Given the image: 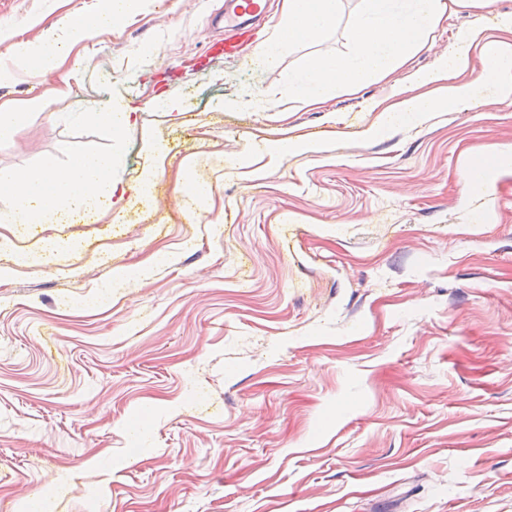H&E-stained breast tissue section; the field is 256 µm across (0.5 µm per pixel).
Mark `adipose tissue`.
I'll return each instance as SVG.
<instances>
[{
    "mask_svg": "<svg viewBox=\"0 0 512 512\" xmlns=\"http://www.w3.org/2000/svg\"><path fill=\"white\" fill-rule=\"evenodd\" d=\"M361 2L350 21L349 52L338 57H313L303 75L289 78L288 91L298 101L321 102L332 89L354 91L370 78L389 74L410 57L448 10L447 0ZM338 3L284 0L279 31L258 45V56L273 65L285 50L317 40L335 21ZM140 6L141 0H104L100 11H75L66 22L67 40L48 31L38 41L16 42L14 63L32 76L46 77L58 69L68 42H80L99 29L122 24ZM477 36L474 30L462 33L458 54L431 74L432 82H446L444 94L401 99L390 108L391 120L421 123L429 113L450 111L460 101L475 97L482 83L491 86L500 100L512 98V44L487 43L488 77L482 83L466 79V49ZM48 107L42 96L20 104L0 102V143L11 141L32 115L47 113ZM116 189L112 159L107 155H80L65 167L48 157L35 172L1 170L0 196L10 198L11 203L0 207V225L58 224L72 213L98 209Z\"/></svg>",
    "mask_w": 512,
    "mask_h": 512,
    "instance_id": "ef3b65f1",
    "label": "adipose tissue"
}]
</instances>
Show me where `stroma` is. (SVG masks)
Wrapping results in <instances>:
<instances>
[{"label":"stroma","instance_id":"obj_1","mask_svg":"<svg viewBox=\"0 0 512 512\" xmlns=\"http://www.w3.org/2000/svg\"><path fill=\"white\" fill-rule=\"evenodd\" d=\"M224 0H143L71 44L56 75L12 47L102 0H0V100L50 101L0 144V169L112 154L152 197L68 224L0 227V504L28 512H512V167L477 191L466 167L512 145V99L381 127L475 28L449 10L392 73L306 105L289 75L350 49L360 0L274 66L209 52ZM180 112L156 109L159 96ZM139 107L112 136L86 113ZM299 141L305 152L280 153ZM210 184L201 217L181 208ZM75 249L49 263L45 238ZM150 268L148 279L137 276ZM116 268L130 276L111 295Z\"/></svg>","mask_w":512,"mask_h":512}]
</instances>
